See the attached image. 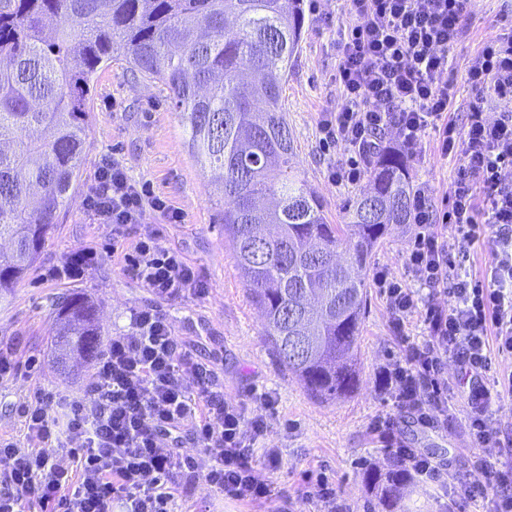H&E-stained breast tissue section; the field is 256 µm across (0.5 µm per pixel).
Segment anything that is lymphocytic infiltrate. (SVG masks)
Wrapping results in <instances>:
<instances>
[{
	"label": "lymphocytic infiltrate",
	"instance_id": "lymphocytic-infiltrate-1",
	"mask_svg": "<svg viewBox=\"0 0 512 512\" xmlns=\"http://www.w3.org/2000/svg\"><path fill=\"white\" fill-rule=\"evenodd\" d=\"M344 3L347 23L336 43L344 103L322 113L317 125L323 149L340 146L348 154L329 168L330 181L358 182L388 132L415 155L433 129L440 155L459 160L441 201L425 189L413 198L419 231L407 261L409 282L383 268L373 275L396 330L405 331L416 315L426 332L423 341H406L382 384L399 410L437 428L448 423L443 374L455 366L468 382V441L496 446L492 405L512 397V370L492 363L496 354L512 358V31L488 38L470 59L469 97L461 102L446 73L471 0ZM457 106L460 124L452 115ZM85 206L111 226L113 249L142 287L165 299L204 295L195 269L160 243L163 225L182 223V213L119 163H102ZM484 223L494 235L476 277L450 256L474 243ZM255 401L251 411L227 401L223 382L179 342L167 317L135 309L128 333L110 339L86 389H39L24 403V440H0V512H174L180 489L201 468L226 499L265 501L271 486L255 475L252 459L275 401L266 392ZM371 429L390 459L435 482L450 476L458 503L487 494L492 512H512V469L480 458L435 460L406 446L389 416L376 417ZM187 442L201 457L181 454ZM59 448L68 450L69 464L57 461Z\"/></svg>",
	"mask_w": 512,
	"mask_h": 512
}]
</instances>
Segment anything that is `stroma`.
I'll list each match as a JSON object with an SVG mask.
<instances>
[{
	"label": "stroma",
	"mask_w": 512,
	"mask_h": 512,
	"mask_svg": "<svg viewBox=\"0 0 512 512\" xmlns=\"http://www.w3.org/2000/svg\"><path fill=\"white\" fill-rule=\"evenodd\" d=\"M508 4L512 0H473L471 27L450 55L449 78L459 95L467 93L468 60L484 38L497 31L500 13ZM341 19L338 0H316L313 9L306 11L305 32L283 85L296 160L321 197L332 224L341 223L347 199L368 187L364 179L354 185L329 182V167L344 159L345 153L323 151L317 137L321 112H334L342 105L335 80ZM88 112L80 177L35 270L15 288L8 302L0 304V353L10 356L17 366L12 376L0 380V438L20 437L23 396L41 387L76 393L90 381L92 368L78 375L62 374L53 363L51 303L77 293L100 304V320L110 337L127 333L134 309L151 306L160 310L179 341L192 347L199 361L215 367L224 383L225 399L248 403L256 394L268 392L277 401L260 442L262 451L252 461L256 476L271 485V497L260 503L230 502L200 475L179 493L178 512H326L325 503L303 495L306 476L320 471L336 486L340 512H370L363 474L388 465V452L370 424L386 412L392 414L406 444L435 459L482 457L499 468L512 465V401L505 399L493 406L499 447L474 448L463 432L468 387L457 377L449 379L448 426L437 431L416 426L408 413L396 410L392 397L380 392V373L398 360L403 337L393 329L386 301L374 287L368 290L360 329L356 390L334 402L311 399L269 348L263 315L237 273L232 246L224 236V202L210 193L206 172L189 154L167 87L133 74L117 55L98 72ZM423 144L424 152L408 157L407 162L418 186L439 198L447 192L458 160L435 152L434 131H427ZM109 159L182 212V223L164 226L161 244L180 251L196 269L207 285L204 295L173 300L156 297L113 261L108 249L110 226L96 223L84 208L90 184L102 162ZM417 231L416 225L404 224L382 240L368 260L365 278H372L379 268L404 276ZM91 247L97 248L100 258L82 276L52 277V270ZM267 448L278 450L277 465H270L264 456ZM450 499L447 485L418 477L406 487L400 508L402 512H446Z\"/></svg>",
	"instance_id": "stroma-1"
}]
</instances>
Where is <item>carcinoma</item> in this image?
Here are the masks:
<instances>
[{"instance_id":"obj_1","label":"carcinoma","mask_w":512,"mask_h":512,"mask_svg":"<svg viewBox=\"0 0 512 512\" xmlns=\"http://www.w3.org/2000/svg\"><path fill=\"white\" fill-rule=\"evenodd\" d=\"M304 22L303 0H0V240L11 244L0 251V300L57 224L83 165L91 85L120 55L171 92L190 154L224 199V233L275 357L316 400L351 392L362 271L393 226L411 223L416 188L403 156L384 150L370 191L328 223L295 166L281 95ZM55 321L61 372L102 353L95 303L68 295ZM366 481L386 510L414 474L392 464Z\"/></svg>"}]
</instances>
